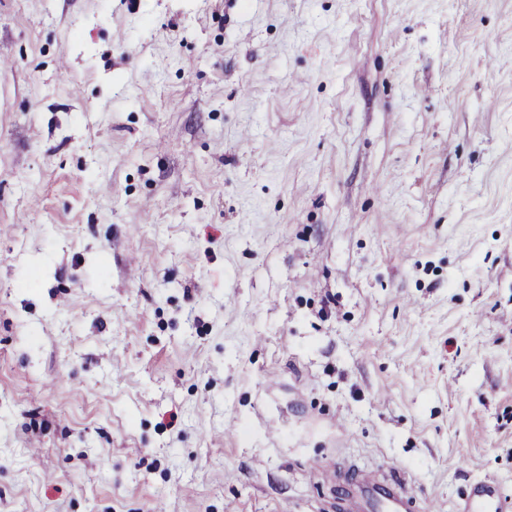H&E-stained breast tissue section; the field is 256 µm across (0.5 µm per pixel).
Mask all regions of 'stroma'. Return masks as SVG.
Returning a JSON list of instances; mask_svg holds the SVG:
<instances>
[{"mask_svg":"<svg viewBox=\"0 0 512 512\" xmlns=\"http://www.w3.org/2000/svg\"><path fill=\"white\" fill-rule=\"evenodd\" d=\"M0 512H512V0H0ZM464 512H500L501 505L494 487L488 484H478L474 487L472 498L463 510Z\"/></svg>","mask_w":512,"mask_h":512,"instance_id":"obj_1","label":"stroma"}]
</instances>
